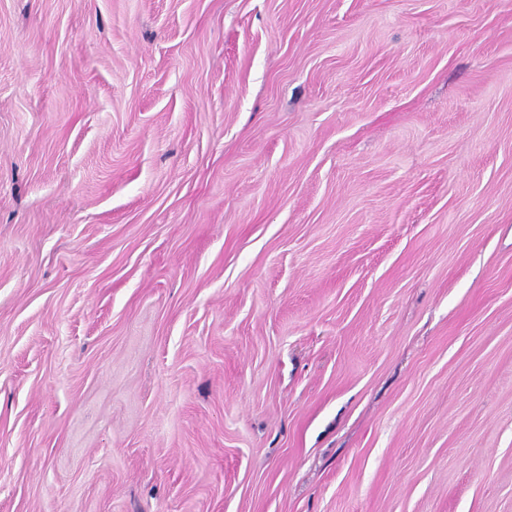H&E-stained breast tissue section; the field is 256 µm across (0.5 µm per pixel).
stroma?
Listing matches in <instances>:
<instances>
[{
    "instance_id": "35a3bbf8",
    "label": "stroma",
    "mask_w": 512,
    "mask_h": 512,
    "mask_svg": "<svg viewBox=\"0 0 512 512\" xmlns=\"http://www.w3.org/2000/svg\"><path fill=\"white\" fill-rule=\"evenodd\" d=\"M0 512H512V0H0Z\"/></svg>"
}]
</instances>
